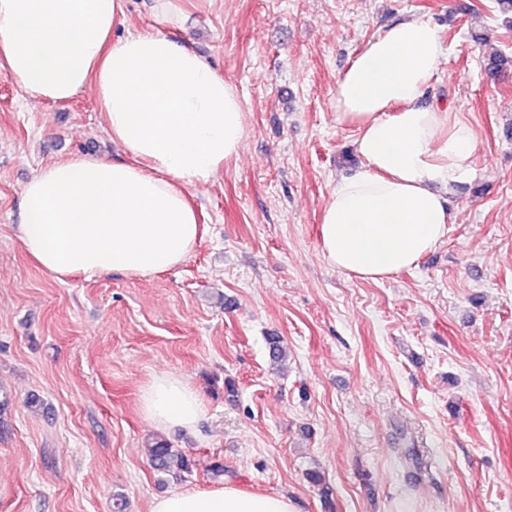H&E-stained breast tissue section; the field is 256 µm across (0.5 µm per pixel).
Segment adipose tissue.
Segmentation results:
<instances>
[{"label":"adipose tissue","mask_w":512,"mask_h":512,"mask_svg":"<svg viewBox=\"0 0 512 512\" xmlns=\"http://www.w3.org/2000/svg\"><path fill=\"white\" fill-rule=\"evenodd\" d=\"M122 0H0V72L33 102L92 89L127 160L75 155L22 190L20 239L57 279L145 277L184 263L201 226L185 190L238 156L245 112L235 89L195 51L147 32L120 34ZM445 56L441 30L411 17L373 37L341 75L336 120L353 126L360 168L322 212L320 247L337 270L377 281L440 244L448 196L475 173L476 134L423 98ZM158 428L196 431L201 393L155 376L141 394ZM150 512H298L281 494L231 485L154 499Z\"/></svg>","instance_id":"1"}]
</instances>
